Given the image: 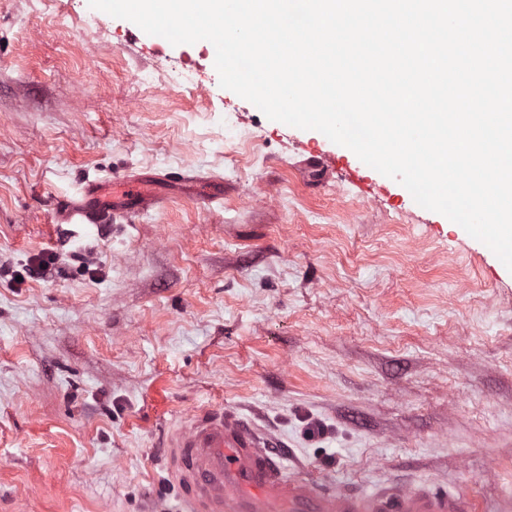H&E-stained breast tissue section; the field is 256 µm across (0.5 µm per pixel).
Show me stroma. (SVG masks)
Returning <instances> with one entry per match:
<instances>
[{
	"label": "stroma",
	"instance_id": "35a3bbf8",
	"mask_svg": "<svg viewBox=\"0 0 512 512\" xmlns=\"http://www.w3.org/2000/svg\"><path fill=\"white\" fill-rule=\"evenodd\" d=\"M89 9L0 0V512H169L163 441L204 404L336 490L512 512V272L210 65L167 84L201 44ZM316 147L346 166L318 171ZM167 172L201 183L96 229L54 221L87 182Z\"/></svg>",
	"mask_w": 512,
	"mask_h": 512
}]
</instances>
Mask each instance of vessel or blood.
I'll list each match as a JSON object with an SVG mask.
<instances>
[{
	"instance_id": "vessel-or-blood-1",
	"label": "vessel or blood",
	"mask_w": 512,
	"mask_h": 512,
	"mask_svg": "<svg viewBox=\"0 0 512 512\" xmlns=\"http://www.w3.org/2000/svg\"><path fill=\"white\" fill-rule=\"evenodd\" d=\"M138 178L91 182L56 209L60 224L97 227L113 210L140 213L165 203ZM168 480L179 492L175 512H469L457 495L421 485L339 492L288 476L266 434L236 412L211 405L181 418L164 445Z\"/></svg>"
}]
</instances>
